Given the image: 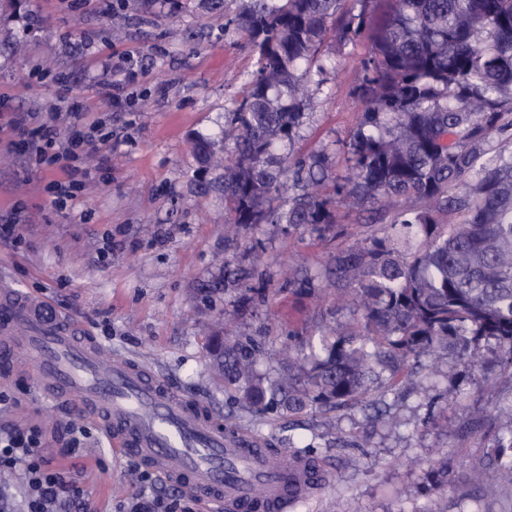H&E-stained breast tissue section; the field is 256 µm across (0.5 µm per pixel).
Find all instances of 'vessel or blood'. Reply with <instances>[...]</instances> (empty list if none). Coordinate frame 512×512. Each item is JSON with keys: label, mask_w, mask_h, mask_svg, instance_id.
Listing matches in <instances>:
<instances>
[{"label": "vessel or blood", "mask_w": 512, "mask_h": 512, "mask_svg": "<svg viewBox=\"0 0 512 512\" xmlns=\"http://www.w3.org/2000/svg\"><path fill=\"white\" fill-rule=\"evenodd\" d=\"M25 358L47 397L95 417L114 450L136 457L195 496L209 512H250L263 491L266 512L310 498L326 473L297 456L272 464L261 440L225 431L202 401L170 387L141 363L113 357L43 296L0 276V362Z\"/></svg>", "instance_id": "vessel-or-blood-1"}]
</instances>
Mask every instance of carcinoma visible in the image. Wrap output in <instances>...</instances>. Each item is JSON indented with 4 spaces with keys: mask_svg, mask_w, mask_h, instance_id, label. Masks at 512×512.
Instances as JSON below:
<instances>
[{
    "mask_svg": "<svg viewBox=\"0 0 512 512\" xmlns=\"http://www.w3.org/2000/svg\"><path fill=\"white\" fill-rule=\"evenodd\" d=\"M255 56L224 128L192 137L206 187L224 188V235L260 224L329 231L341 210L392 220L383 236L336 253L326 293L360 312L345 330L292 353L263 377V349L224 337L215 374L259 414H298L362 403L372 384L391 389L409 363L448 342L481 367L473 345L494 342L512 368V0H245L232 20ZM344 56L363 43L352 94L356 130L308 155L301 139L311 94L303 74L325 71L328 40ZM498 158L482 161L491 141ZM341 165L344 176H331ZM224 281L253 288L224 264ZM494 471L512 472V434L493 445Z\"/></svg>",
    "mask_w": 512,
    "mask_h": 512,
    "instance_id": "carcinoma-1",
    "label": "carcinoma"
}]
</instances>
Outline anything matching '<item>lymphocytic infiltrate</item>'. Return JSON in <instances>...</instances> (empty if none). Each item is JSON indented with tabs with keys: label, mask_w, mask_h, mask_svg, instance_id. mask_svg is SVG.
<instances>
[{
	"label": "lymphocytic infiltrate",
	"mask_w": 512,
	"mask_h": 512,
	"mask_svg": "<svg viewBox=\"0 0 512 512\" xmlns=\"http://www.w3.org/2000/svg\"><path fill=\"white\" fill-rule=\"evenodd\" d=\"M24 153L32 167L50 172L44 190L53 208L75 205L92 177L86 156L109 141L99 119L71 116L61 108L31 112L21 119ZM60 447L56 457L44 453L46 435L37 425L0 428V470L22 475L26 494L15 500L0 489V512H90V504L72 459L91 435L88 428L72 423L57 428ZM158 478L140 472V489L128 512H195L193 499L181 493L156 494Z\"/></svg>",
	"instance_id": "obj_1"
}]
</instances>
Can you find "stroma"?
<instances>
[{
    "label": "stroma",
    "mask_w": 512,
    "mask_h": 512,
    "mask_svg": "<svg viewBox=\"0 0 512 512\" xmlns=\"http://www.w3.org/2000/svg\"><path fill=\"white\" fill-rule=\"evenodd\" d=\"M243 4L224 0L212 13L204 0H181L175 10L143 0H17L0 14V215L19 201L25 212L18 242L0 240V271L21 291L48 296L113 354L206 401L235 429L291 454L318 451L332 476L294 512H512V473H500L492 492L471 480L496 438L512 433V372L498 367L494 344L478 346L484 369L451 357L438 374L372 390L365 403L327 414L255 416L210 373L213 324L260 343L259 369L272 376L285 339L298 344L318 338L322 322L350 323L352 311L318 299L325 268L338 250L383 233L352 214L336 234L260 225L258 252L225 241L224 197L201 193L187 136L220 131L254 68L227 25ZM365 52L351 49L324 79L306 74L312 99L299 153L354 131L362 105L350 89ZM115 54L125 56L123 69L103 73L101 62ZM110 84L133 93V105L114 106ZM61 96L71 111L105 120L117 146L91 159L97 176L75 207L56 211L43 191L50 173L30 170L10 141L19 115ZM107 240L112 252L101 263L96 251ZM228 261L251 274L247 309L224 282ZM288 261L294 269L285 278ZM67 421L85 419L46 410L31 390L0 408V426L37 423L51 434ZM130 463L101 435L88 441L76 464L94 512H123L137 493ZM441 467L445 488L427 492Z\"/></svg>",
    "instance_id": "1"
}]
</instances>
